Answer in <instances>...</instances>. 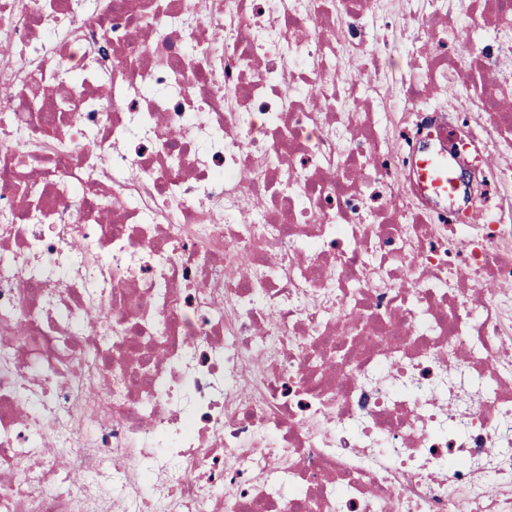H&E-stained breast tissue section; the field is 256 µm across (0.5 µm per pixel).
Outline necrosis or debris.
<instances>
[{
  "label": "necrosis or debris",
  "instance_id": "4bbe7bcc",
  "mask_svg": "<svg viewBox=\"0 0 512 512\" xmlns=\"http://www.w3.org/2000/svg\"><path fill=\"white\" fill-rule=\"evenodd\" d=\"M502 4L0 0V512H512V225L414 172L512 144ZM379 54L383 62V67L390 76L399 78L401 74L408 70L409 59L398 46L386 48L381 45ZM419 183L425 190L436 195H450L453 192V176L445 156L422 155L415 161Z\"/></svg>",
  "mask_w": 512,
  "mask_h": 512
}]
</instances>
